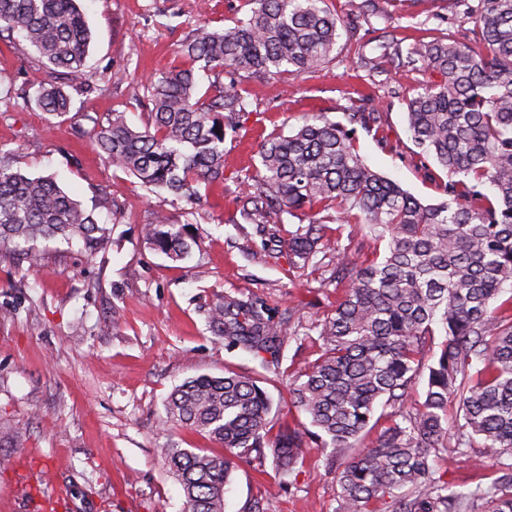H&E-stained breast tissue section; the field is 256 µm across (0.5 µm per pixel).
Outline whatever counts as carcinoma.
I'll use <instances>...</instances> for the list:
<instances>
[{
  "instance_id": "obj_1",
  "label": "carcinoma",
  "mask_w": 512,
  "mask_h": 512,
  "mask_svg": "<svg viewBox=\"0 0 512 512\" xmlns=\"http://www.w3.org/2000/svg\"><path fill=\"white\" fill-rule=\"evenodd\" d=\"M250 9L219 31L202 29L177 64L143 84L144 129L121 112L94 128V144L151 193L200 202L224 181L226 128L246 112L249 92L222 77L239 71L312 74L330 59L351 22L327 0H246ZM466 40L419 41L402 56L397 41L380 58L419 63L440 76L408 99L419 155L446 171V199L426 204L372 170L340 124L305 117L294 132L263 142L255 172L237 176L247 224L308 217L278 243L295 267L330 266L345 293L330 315L309 324L282 316L256 295L226 293L208 310L211 331L273 374L291 337L316 336L319 356L289 384L291 404L311 428L284 425L270 438L272 403L260 378L227 372L175 387L166 425L224 448L206 453L168 440L159 449L180 483L187 512H224V488L238 459L272 458L289 475L304 449L320 443L336 463L335 512H512V0H477ZM17 32L52 72L83 71L91 32L77 0H0V31ZM216 75L198 95L197 72ZM42 111L66 114L58 83L37 95ZM0 149V247L80 239L106 253L107 229L51 176L28 177ZM344 226L368 224L383 246L367 257L331 247ZM146 239L173 261L197 245L181 224L154 212ZM444 339L434 343L435 330ZM427 376L422 398L416 379ZM387 423L369 438L376 407ZM456 406L457 447L480 445L499 476L472 489L448 486L436 460L448 447V406Z\"/></svg>"
}]
</instances>
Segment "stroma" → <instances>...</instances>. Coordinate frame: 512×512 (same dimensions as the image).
<instances>
[{"label":"stroma","instance_id":"obj_1","mask_svg":"<svg viewBox=\"0 0 512 512\" xmlns=\"http://www.w3.org/2000/svg\"><path fill=\"white\" fill-rule=\"evenodd\" d=\"M332 0L353 20L332 60L316 74L241 72L248 111L224 140L223 184L203 191L195 211L150 193L92 143L95 123L113 113L144 128L142 84L170 65L196 29H220L246 14L244 0H80L92 39L83 73L65 79L69 112L53 117L36 103L50 79L18 34L0 33V148L16 151L26 174L54 177L110 232L104 259H89L80 241L38 243L31 252L0 250V512H41L43 493L65 486L61 512H185L179 483L158 454L168 437L182 447L212 450L204 437L164 423V401L185 380L232 369L260 368L250 353L228 347L206 323L218 295L257 294L279 309L306 301L311 322L331 310L341 289L317 290V272L270 255L254 225L239 223L234 175L259 164L273 134H289L307 113L348 124L359 96L381 116L379 130L356 127L358 154L414 196L443 200L445 172L418 156L408 131L407 98L433 81L416 66L373 72L357 60L377 57L397 39L463 37L464 0ZM128 73L113 82L114 70ZM164 210L200 241L182 261L143 237L151 214ZM312 342L289 341L283 375L265 381L271 417L296 419L289 372L313 361ZM303 468L280 475L271 462H238L225 487L224 512H335L336 472L328 453L306 450ZM449 483L474 487L495 470L482 448H449L438 461Z\"/></svg>","mask_w":512,"mask_h":512}]
</instances>
